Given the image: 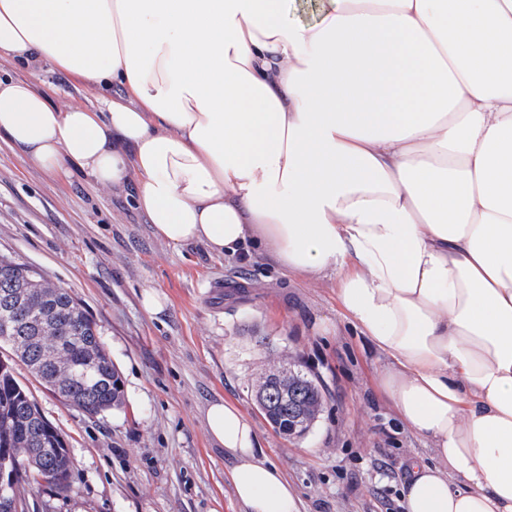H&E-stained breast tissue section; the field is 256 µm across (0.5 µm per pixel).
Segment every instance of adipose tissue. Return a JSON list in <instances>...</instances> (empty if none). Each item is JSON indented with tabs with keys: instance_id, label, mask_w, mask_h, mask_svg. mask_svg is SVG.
Instances as JSON below:
<instances>
[{
	"instance_id": "1",
	"label": "adipose tissue",
	"mask_w": 512,
	"mask_h": 512,
	"mask_svg": "<svg viewBox=\"0 0 512 512\" xmlns=\"http://www.w3.org/2000/svg\"><path fill=\"white\" fill-rule=\"evenodd\" d=\"M0 0V142L135 185L154 235L336 277L416 458L406 512H512V0ZM247 512H299L253 424L208 404ZM284 16L292 25L318 22L327 6V0H284ZM0 77L32 78L44 89L59 106L79 103L89 105L97 96V91L77 84L69 76L56 71L50 64H43L35 73L21 67L17 62L0 57Z\"/></svg>"
}]
</instances>
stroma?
Returning a JSON list of instances; mask_svg holds the SVG:
<instances>
[{
	"mask_svg": "<svg viewBox=\"0 0 512 512\" xmlns=\"http://www.w3.org/2000/svg\"><path fill=\"white\" fill-rule=\"evenodd\" d=\"M29 76L60 106L97 96L51 65L32 73L0 57L1 78ZM0 256L82 304L125 391L120 409L90 417L16 364L73 462L69 491L33 486L23 512H244L229 479L233 461L203 421L219 397L253 423L301 512H405V465L433 451L402 427L381 384L383 363L344 318L332 275L304 280L260 255L171 246L130 193L74 171L48 175L2 143ZM150 289L168 299L156 317L142 305ZM284 358L323 390L320 415L301 438L275 431L254 399L258 380Z\"/></svg>",
	"mask_w": 512,
	"mask_h": 512,
	"instance_id": "stroma-1",
	"label": "stroma"
}]
</instances>
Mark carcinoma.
Returning a JSON list of instances; mask_svg holds the SVG:
<instances>
[{"mask_svg":"<svg viewBox=\"0 0 512 512\" xmlns=\"http://www.w3.org/2000/svg\"><path fill=\"white\" fill-rule=\"evenodd\" d=\"M0 342L7 344L42 384L69 406L98 416L124 402L120 375L96 324L69 291L31 268L0 258ZM297 399L263 400L272 427L288 434L300 405L323 404L320 383L296 370ZM16 459L15 491L0 498V512H18L27 488L39 482L70 489L72 461L56 428L44 418L13 366L0 361V446Z\"/></svg>","mask_w":512,"mask_h":512,"instance_id":"cac0c4a2","label":"carcinoma"}]
</instances>
